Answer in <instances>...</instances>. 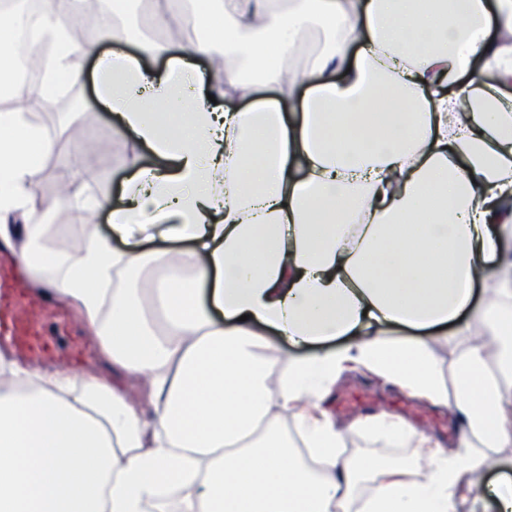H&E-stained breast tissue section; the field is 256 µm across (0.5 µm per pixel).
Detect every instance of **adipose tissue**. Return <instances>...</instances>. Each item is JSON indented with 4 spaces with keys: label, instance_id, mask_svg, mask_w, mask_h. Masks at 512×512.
<instances>
[{
    "label": "adipose tissue",
    "instance_id": "obj_1",
    "mask_svg": "<svg viewBox=\"0 0 512 512\" xmlns=\"http://www.w3.org/2000/svg\"><path fill=\"white\" fill-rule=\"evenodd\" d=\"M79 2L40 0L36 41L59 50L29 83L13 0L0 89L51 102L95 61L99 103L126 134L121 202L90 199L79 167L36 201L57 142L22 107L1 110L0 245L152 411L103 374L0 355V512H452L455 489L512 446V0H153L162 38L116 26L108 53L73 38ZM161 57L164 70L141 64ZM217 58L223 80L198 81L197 60ZM230 99L248 106L221 108ZM102 209L108 238L50 222ZM152 230L195 247L142 250ZM269 328L296 346L348 342L281 370ZM444 339L459 348L450 386ZM352 363L449 407L458 448L381 415L356 426L407 441L422 472L345 455V430L302 409Z\"/></svg>",
    "mask_w": 512,
    "mask_h": 512
}]
</instances>
